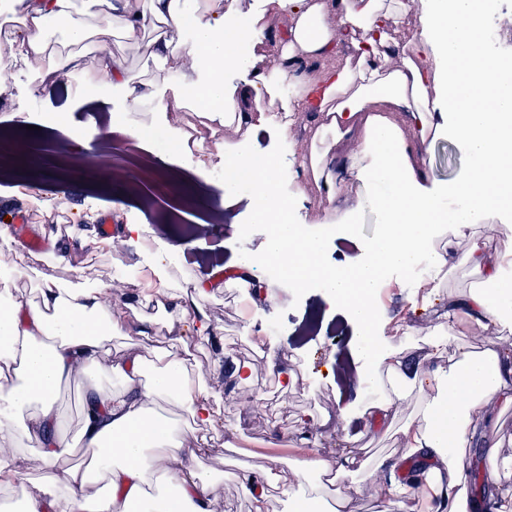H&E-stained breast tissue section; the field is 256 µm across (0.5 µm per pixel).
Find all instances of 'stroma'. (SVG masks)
<instances>
[{
	"mask_svg": "<svg viewBox=\"0 0 512 512\" xmlns=\"http://www.w3.org/2000/svg\"><path fill=\"white\" fill-rule=\"evenodd\" d=\"M131 76L147 83L152 63L142 51H125ZM89 78L74 74L60 83L42 80L34 69H20L0 84V137L13 136L15 149L9 167H0V219L23 215L27 244L21 247V271L32 270L63 280L74 273L90 281H109L118 270H136L137 279L128 283L117 303H125L127 295L146 287L151 263L169 266L179 281L205 278L209 295L201 300L202 311L216 325L210 341L195 346L193 352L202 366L209 386L220 394L219 417L224 431L235 448L224 451L214 446L210 451L213 465L230 458L225 465L227 476L221 495L223 512H248L233 479L234 473L247 466L264 464L267 457L288 461L306 455L308 442H316L320 455L338 450L342 439H350L359 458L379 455H401L399 434L385 435L364 432L360 412L350 419L340 413L341 401L369 402V395H356L347 379L352 372L348 345L358 333L354 323L343 313H328L320 288H294L276 267L263 270L261 277L270 285L272 297L259 302L250 290L236 283H227L224 268L240 259L243 253L258 254L267 231L249 205L248 192H240L236 208L237 226L223 231L196 225L194 209H187L181 220L194 232L197 244L182 253L163 252L148 255L155 239L165 237V214L169 207L183 205L185 199L200 195L212 208H219L227 189L216 170L230 168L233 156H210L208 149L195 154L178 153L172 145L179 136L177 123L166 120L159 103L162 90L149 87L138 105L130 106L121 96H114L113 107L125 115V129L143 136L148 153L166 168L176 171V185L163 187L146 184L148 201H137L125 193V184L134 180L136 172L127 163L126 150L105 148L100 135L102 120L87 119L81 141L73 156L63 157L53 137L52 128L61 117L84 114ZM25 113L27 123L16 120V113ZM65 159L63 177L50 174L51 163ZM418 162L435 180L448 182L468 165V158L452 141L437 139L422 147ZM344 210L342 200L328 201L325 194L310 191L296 207V223L321 238L323 259L336 265L353 253L352 243L336 239L332 221ZM145 221L140 245L120 252L103 249L96 252L82 246L83 233H96L102 224H111L120 231L123 224ZM65 225L62 241L67 242L71 256L68 262L57 263L48 256L46 242L56 237L53 228ZM33 241L43 242L40 250L30 249ZM391 289L381 303V310L392 324L422 327L434 324L432 309L424 307L419 289L402 272L387 275ZM276 322L278 332L265 338L267 322ZM276 368H269V361ZM247 361L254 366V387L264 398L263 414H249L240 396L235 374L237 363ZM293 372L292 387L283 388L280 370Z\"/></svg>",
	"mask_w": 512,
	"mask_h": 512,
	"instance_id": "1",
	"label": "stroma"
}]
</instances>
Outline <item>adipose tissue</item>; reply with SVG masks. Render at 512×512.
<instances>
[{
  "instance_id": "ef3b65f1",
  "label": "adipose tissue",
  "mask_w": 512,
  "mask_h": 512,
  "mask_svg": "<svg viewBox=\"0 0 512 512\" xmlns=\"http://www.w3.org/2000/svg\"><path fill=\"white\" fill-rule=\"evenodd\" d=\"M412 11L417 34L401 51L389 33ZM11 13V26L0 27L1 80L18 66L36 68L53 28L72 45L58 56L53 77L90 70L89 101L107 106L117 90L138 104L145 92L122 51L82 47L93 35L115 33L123 43L143 44L158 64L153 84L171 87L162 110L195 112L216 154L229 149L230 137L270 131L267 146L236 153L232 165L254 180L257 217L276 227L263 255L282 261L292 285L324 279L328 302L358 324L362 334L351 351L368 361L357 373L359 388L395 379L370 405L368 426L386 422L397 402L420 399L401 430V458H298L288 485L279 459L270 458L238 477L250 512H268L275 487L289 512H301L322 500L327 479L354 472L376 483V512H396L422 496L434 512H512V486L500 484L512 455L490 460L489 506L467 493L468 448L497 409L512 407V340L502 336L512 326V246L490 248L483 235L490 223H512V87L496 79L512 70V56L486 48L491 0H85L80 12L74 0H13ZM244 18L249 26H241ZM269 27L277 37L265 53H241L253 29ZM346 46L354 64L304 76L303 64L336 58ZM306 112L329 118L307 144L294 130ZM440 137L454 140L469 166L453 182L430 187L412 161L411 142ZM344 139L349 146L334 159L329 144ZM283 145L300 168H312L330 198L349 202L344 223L354 211H379L378 234L347 262L326 264L320 241L292 221L304 188L280 189ZM359 185L366 193H356ZM443 237L467 240L458 263L478 279L449 292L447 329L410 328L432 347L414 361L389 344V323L370 296L385 273L410 268L418 255L445 269L448 251L437 244ZM151 271L154 287L137 295L132 319L112 312V283L38 274L25 292L0 271V497L15 512H215L224 475L200 459L218 437L216 396L181 339L188 321L199 341L214 335L213 324L191 309L208 290L198 280L189 288L174 283L164 267ZM463 319L477 334L500 335V343L469 350L456 330ZM159 324L171 336L165 348L152 344ZM103 373L112 384L94 382ZM65 382L81 392L73 430L60 404ZM76 447L86 465L69 463ZM408 458L420 462L418 471L404 467ZM34 469L32 489L20 491L22 475Z\"/></svg>"
}]
</instances>
